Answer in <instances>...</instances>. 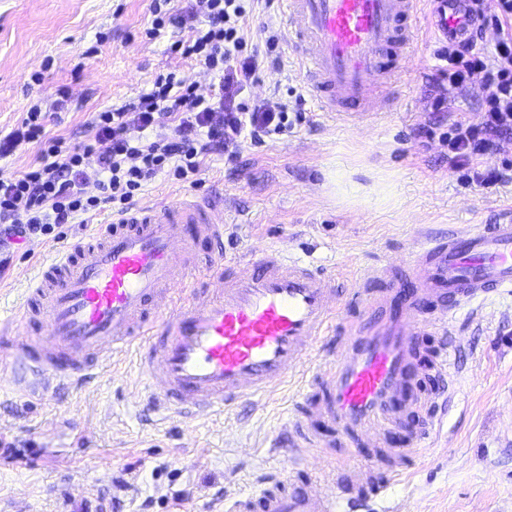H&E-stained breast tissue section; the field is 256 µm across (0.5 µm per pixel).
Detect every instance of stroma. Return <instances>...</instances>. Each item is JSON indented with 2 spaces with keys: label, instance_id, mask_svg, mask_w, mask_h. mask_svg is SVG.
<instances>
[{
  "label": "stroma",
  "instance_id": "obj_1",
  "mask_svg": "<svg viewBox=\"0 0 512 512\" xmlns=\"http://www.w3.org/2000/svg\"><path fill=\"white\" fill-rule=\"evenodd\" d=\"M151 0H0V135L21 124L33 103L47 106L45 135L82 143L97 113L148 91L156 74L182 70L209 94L214 78L171 53L195 20L146 34ZM436 38H419L412 64L393 87L390 110L369 127L341 123L306 101L307 121L244 150L237 162L207 157L199 185L159 175L137 197L145 204L174 193L224 197V252L321 245V257L350 294L375 259L408 258L421 233L445 234L494 219L512 205V183L465 187L448 171L440 136L448 115L434 109L430 78ZM279 64L252 88L258 99L304 94L287 42ZM66 90L68 111L49 106ZM87 230L65 224L32 238L0 275V317H10L23 284ZM456 405L437 442L413 455L408 473L374 501L375 512H512V294L456 312ZM143 378L133 359L89 386L31 398L0 378V512H61L67 490L116 503L119 512H222L224 494L248 493L258 475L278 468L312 474L331 487L325 449L296 456L271 449L288 421L295 386L262 402L244 401L224 416L194 419L154 412L134 393Z\"/></svg>",
  "mask_w": 512,
  "mask_h": 512
}]
</instances>
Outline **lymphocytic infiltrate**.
I'll return each instance as SVG.
<instances>
[{
  "label": "lymphocytic infiltrate",
  "mask_w": 512,
  "mask_h": 512,
  "mask_svg": "<svg viewBox=\"0 0 512 512\" xmlns=\"http://www.w3.org/2000/svg\"><path fill=\"white\" fill-rule=\"evenodd\" d=\"M197 23L171 50L190 64L213 73L211 95L198 94L189 76L158 75L138 101L98 113L92 135L73 145L57 138L43 141L41 105H30L20 126L0 141V155L21 141H43L40 163L23 174L0 173V223L13 235H49L59 224H82L87 215L110 208L120 215L135 196L162 173L182 181L200 175L207 156L221 152L237 159L248 144L282 135L302 125V107L282 101H256L249 90L267 58L250 45L248 21L259 6L274 0H188ZM474 25L467 39L451 40L437 52L441 65L435 84L442 93L438 111L448 115V168L483 188L508 177L491 158L502 140L512 137V0H470ZM498 38L490 49L478 47L483 29ZM480 83V122L468 121L456 101ZM100 178L86 182L87 168Z\"/></svg>",
  "instance_id": "1"
}]
</instances>
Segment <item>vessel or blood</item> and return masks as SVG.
I'll use <instances>...</instances> for the list:
<instances>
[{
    "label": "vessel or blood",
    "instance_id": "obj_1",
    "mask_svg": "<svg viewBox=\"0 0 512 512\" xmlns=\"http://www.w3.org/2000/svg\"><path fill=\"white\" fill-rule=\"evenodd\" d=\"M288 44L319 111L370 120L375 92L405 74L398 58L419 36L460 38L469 0H281ZM409 285L376 293L391 270L373 265L353 290L356 322L339 308L332 268L280 248L224 257V200L175 193L113 216L96 234L42 265L0 343L40 397L82 387L136 350L160 411L206 416L302 392L289 447L375 448L376 468L340 465L334 491L317 494L280 471L237 495L229 512H361L409 466L415 444L438 438L455 395L450 321L479 300L512 292V211L491 224L418 242ZM437 336L434 346L423 335Z\"/></svg>",
    "mask_w": 512,
    "mask_h": 512
}]
</instances>
